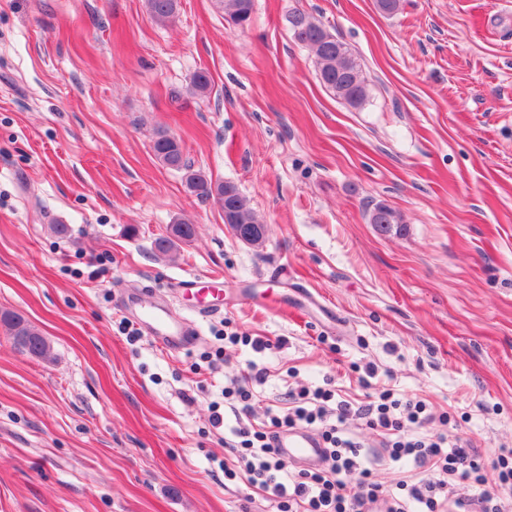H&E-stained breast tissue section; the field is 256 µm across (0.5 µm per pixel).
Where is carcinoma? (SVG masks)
<instances>
[{
    "instance_id": "obj_1",
    "label": "carcinoma",
    "mask_w": 512,
    "mask_h": 512,
    "mask_svg": "<svg viewBox=\"0 0 512 512\" xmlns=\"http://www.w3.org/2000/svg\"><path fill=\"white\" fill-rule=\"evenodd\" d=\"M217 8L224 13V20L232 25L243 26L249 22L253 0H215ZM152 17L165 22L173 18L178 10L179 0H147ZM288 24L295 40L307 48L317 67L321 83L336 95V98L357 107L363 105L368 97V84L358 58L349 46L331 34L325 26L312 15L295 10L288 15ZM153 152L157 159L172 168L186 166L184 153L179 139L159 135L153 142ZM188 190L198 198L213 201L219 207H227L242 225L261 224L263 220L251 209L238 187L231 182L214 183L205 176L191 173L187 177ZM369 219L376 220L389 230L394 224L403 223L402 216L385 203L374 205ZM195 235V227L186 222L170 225L167 235L158 238L154 247L162 255L178 250L181 243L189 242ZM0 324L11 336L15 347L37 358H45L50 352V344L20 314L9 310L0 312Z\"/></svg>"
}]
</instances>
